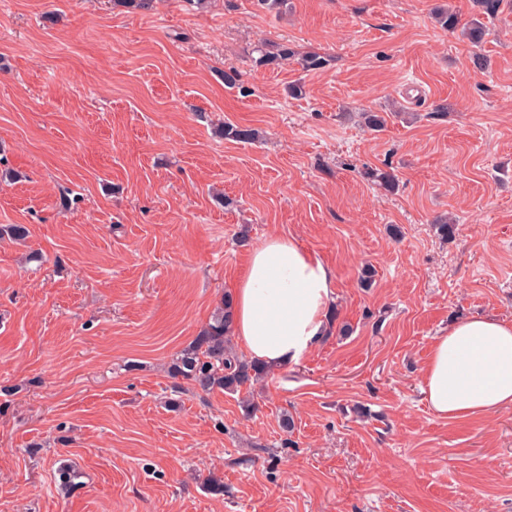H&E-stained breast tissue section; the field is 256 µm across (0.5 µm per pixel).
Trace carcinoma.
<instances>
[{"instance_id": "carcinoma-1", "label": "carcinoma", "mask_w": 512, "mask_h": 512, "mask_svg": "<svg viewBox=\"0 0 512 512\" xmlns=\"http://www.w3.org/2000/svg\"><path fill=\"white\" fill-rule=\"evenodd\" d=\"M257 63L278 66L291 59L294 52L284 44L257 49ZM232 302L224 295L209 323L183 350L169 368L172 378L189 381L203 393L215 390L236 392L269 376L271 368L239 356L231 346Z\"/></svg>"}]
</instances>
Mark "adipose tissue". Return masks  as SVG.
I'll return each instance as SVG.
<instances>
[{"mask_svg": "<svg viewBox=\"0 0 512 512\" xmlns=\"http://www.w3.org/2000/svg\"><path fill=\"white\" fill-rule=\"evenodd\" d=\"M231 299L232 334L246 356L278 369L297 363L327 334L334 275L294 238L273 235L251 251ZM421 390L446 420L512 407V323L475 316L450 327L432 346Z\"/></svg>", "mask_w": 512, "mask_h": 512, "instance_id": "adipose-tissue-1", "label": "adipose tissue"}]
</instances>
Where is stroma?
<instances>
[{
  "label": "stroma",
  "mask_w": 512,
  "mask_h": 512,
  "mask_svg": "<svg viewBox=\"0 0 512 512\" xmlns=\"http://www.w3.org/2000/svg\"><path fill=\"white\" fill-rule=\"evenodd\" d=\"M439 7L484 19L486 68ZM5 171L0 512H512V408L420 390L451 322H512V0H0ZM273 234L333 270L327 335L246 397L170 378ZM259 57L256 62L260 66H279L294 56V52L288 45L275 44L271 46H262L256 50Z\"/></svg>",
  "instance_id": "1"
}]
</instances>
